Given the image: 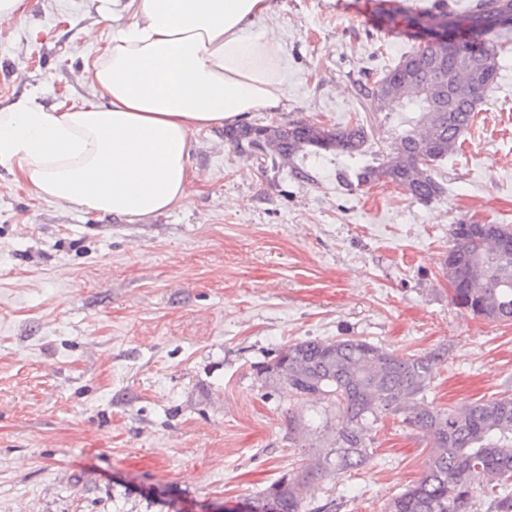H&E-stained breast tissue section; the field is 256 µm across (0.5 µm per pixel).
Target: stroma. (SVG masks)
I'll list each match as a JSON object with an SVG mask.
<instances>
[{
	"label": "stroma",
	"mask_w": 512,
	"mask_h": 512,
	"mask_svg": "<svg viewBox=\"0 0 512 512\" xmlns=\"http://www.w3.org/2000/svg\"><path fill=\"white\" fill-rule=\"evenodd\" d=\"M0 28V111L96 95L84 75L129 0H29ZM250 26L284 44L288 100L260 125L364 124V162L397 113L363 94L416 41L382 0H270ZM496 84L428 202L362 185L357 166L305 148L242 155L215 127L193 148L184 204L142 221L45 200L0 166V512H243L336 445L342 418L258 375L304 339H365L435 355L436 409L512 391V321L455 308L444 261L462 220L512 226V31ZM373 455L303 488L302 512H381L418 480L427 442L390 417Z\"/></svg>",
	"instance_id": "1"
}]
</instances>
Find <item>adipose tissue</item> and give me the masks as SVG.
Here are the masks:
<instances>
[{
    "mask_svg": "<svg viewBox=\"0 0 512 512\" xmlns=\"http://www.w3.org/2000/svg\"><path fill=\"white\" fill-rule=\"evenodd\" d=\"M89 78L103 104L0 113V165L42 198L143 220L182 204L203 130L284 107V48L249 34L269 0H130Z\"/></svg>",
    "mask_w": 512,
    "mask_h": 512,
    "instance_id": "1",
    "label": "adipose tissue"
}]
</instances>
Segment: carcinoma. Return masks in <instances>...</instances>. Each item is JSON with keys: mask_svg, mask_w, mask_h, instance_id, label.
Instances as JSON below:
<instances>
[{"mask_svg": "<svg viewBox=\"0 0 512 512\" xmlns=\"http://www.w3.org/2000/svg\"><path fill=\"white\" fill-rule=\"evenodd\" d=\"M512 0H470L457 14L444 2L418 13L384 11L394 30L428 39L446 28L448 42L415 46L395 67L364 87L379 110L409 112L378 165L359 174L362 184L383 181L411 198L430 201L445 192L437 162L457 151L479 106L496 83L492 63L497 40L512 22L502 10ZM242 154L289 162L302 149L336 152L355 159L368 139L364 125L327 128L316 124L242 123L224 130ZM452 255L445 261L454 307L492 322L512 320V228L504 224L451 225ZM435 358L397 353L364 339H306L282 349L257 372L293 396H323L345 418L336 433L334 457L318 466L358 468L369 459L362 434L385 417L401 420L430 442L422 477L392 497L384 512H512V394L436 410L425 401ZM302 481L282 477L258 493L248 512H301Z\"/></svg>", "mask_w": 512, "mask_h": 512, "instance_id": "obj_1", "label": "carcinoma"}]
</instances>
